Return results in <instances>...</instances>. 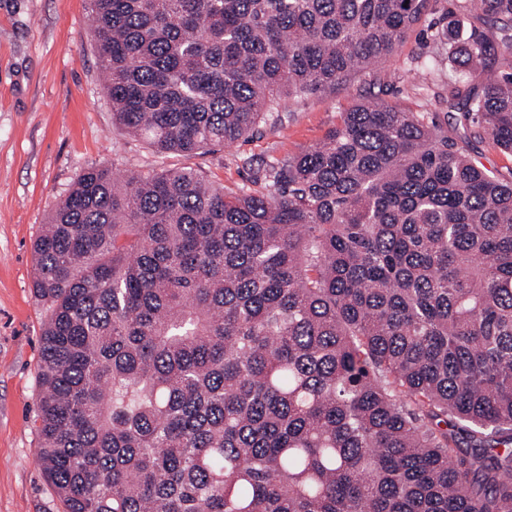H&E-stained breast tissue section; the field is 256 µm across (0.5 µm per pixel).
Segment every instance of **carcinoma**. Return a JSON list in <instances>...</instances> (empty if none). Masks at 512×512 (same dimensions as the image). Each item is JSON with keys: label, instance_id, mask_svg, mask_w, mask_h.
Instances as JSON below:
<instances>
[{"label": "carcinoma", "instance_id": "carcinoma-1", "mask_svg": "<svg viewBox=\"0 0 512 512\" xmlns=\"http://www.w3.org/2000/svg\"><path fill=\"white\" fill-rule=\"evenodd\" d=\"M431 38L512 153V0ZM437 0H89L112 118L185 157L391 57ZM228 196L92 166L33 244L37 461L63 512H512V181L365 102Z\"/></svg>", "mask_w": 512, "mask_h": 512}]
</instances>
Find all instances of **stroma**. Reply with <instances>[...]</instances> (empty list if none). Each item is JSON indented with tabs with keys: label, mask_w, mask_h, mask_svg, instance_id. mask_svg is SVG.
<instances>
[{
	"label": "stroma",
	"mask_w": 512,
	"mask_h": 512,
	"mask_svg": "<svg viewBox=\"0 0 512 512\" xmlns=\"http://www.w3.org/2000/svg\"><path fill=\"white\" fill-rule=\"evenodd\" d=\"M441 18L438 11L423 17L392 57L334 92L291 96L280 121L263 120L252 138L185 158L159 154L113 123L88 0H0V512H62L36 456L48 311L34 293L33 244L80 174L95 165L117 173L190 166L225 193L251 191L261 165L317 145L342 112L380 100L427 112L480 163L512 180V154L490 139L465 138L449 116L442 73H415Z\"/></svg>",
	"instance_id": "obj_1"
}]
</instances>
